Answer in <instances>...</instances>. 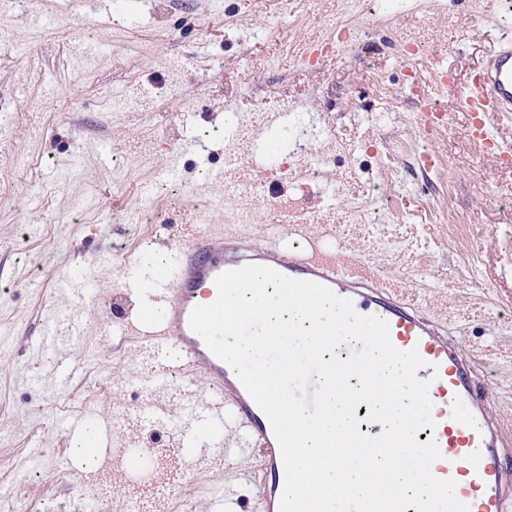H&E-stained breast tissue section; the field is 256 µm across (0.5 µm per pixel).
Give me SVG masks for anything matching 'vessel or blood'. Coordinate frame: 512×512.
<instances>
[{"instance_id": "1", "label": "vessel or blood", "mask_w": 512, "mask_h": 512, "mask_svg": "<svg viewBox=\"0 0 512 512\" xmlns=\"http://www.w3.org/2000/svg\"><path fill=\"white\" fill-rule=\"evenodd\" d=\"M435 80L461 103L469 138L501 166H512V148L498 140L489 121L490 115L512 113V37L495 41L465 82H456L444 70L436 72ZM246 265L266 266L293 279L324 284L350 299L358 313L385 319L393 344L401 350L417 349L426 360V367L419 369L417 376L430 379L432 395L446 402L445 408L433 415L435 428H423L416 435L422 444L436 440L444 461L450 458L456 462L452 468L444 462L433 467V475L455 480L456 496L470 512H512V457L502 442V430L485 411L487 395L473 381L472 363L449 344L437 322L385 281L355 273L352 266L319 247L287 256L276 248H258L247 237L209 231L178 250L174 273L157 279L155 297L164 306L165 319L155 322L151 307L146 306L138 309L134 325L146 356L153 359L166 346L179 347L188 366L216 393L188 420L191 446L187 455L194 467L208 466L222 455L223 442L208 428L223 422L225 410H232L260 449L265 512H277L285 474L270 422L234 369L217 358L189 325L198 295L216 298V278ZM476 487L481 489V496L473 495Z\"/></svg>"}]
</instances>
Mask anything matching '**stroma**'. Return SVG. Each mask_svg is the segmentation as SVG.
Segmentation results:
<instances>
[{
  "instance_id": "stroma-1",
  "label": "stroma",
  "mask_w": 512,
  "mask_h": 512,
  "mask_svg": "<svg viewBox=\"0 0 512 512\" xmlns=\"http://www.w3.org/2000/svg\"><path fill=\"white\" fill-rule=\"evenodd\" d=\"M343 0H133L118 11L101 0H30L27 15L0 0V498L18 512H75L81 463L71 462L79 430L67 421L126 412L155 417L142 429L112 427L115 447H160L190 407L209 396L186 376L183 394L148 389L153 361L136 357L125 334L153 277L139 260H114L95 286L122 316L101 319L95 299L59 291L62 272H89L98 254L133 243L112 221L132 211L140 185L162 177L179 153L177 186L159 190L151 248L170 261L174 246L210 229L275 241L278 225L261 198L229 195L227 155L242 170L292 172L289 213L320 205L306 186L333 183L335 219L302 223L288 253L307 243L335 250L406 291L448 329L471 359L488 410L512 441V173L466 132L457 100L436 93L435 68L467 80L496 38L512 36V0H366L352 29ZM339 47L322 62L310 48ZM138 83L149 104L132 111L114 96ZM447 113L432 134L417 124V98ZM311 138V158L267 155L280 133ZM436 154L430 170L420 153ZM210 201L199 211L198 201ZM393 223H385L386 205ZM366 210L351 224L346 209ZM249 210L250 224L225 212ZM80 311L83 331L45 363L39 347L49 314ZM224 457L189 472L167 512H261L259 448L232 414L220 428ZM232 492L215 503L213 490Z\"/></svg>"
}]
</instances>
